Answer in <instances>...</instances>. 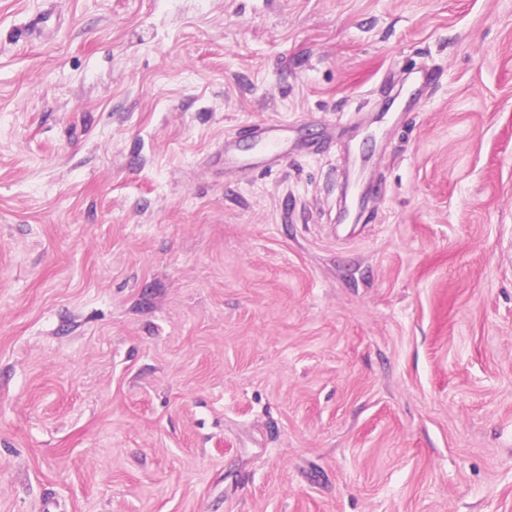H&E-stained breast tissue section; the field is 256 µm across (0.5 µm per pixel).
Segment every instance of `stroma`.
Listing matches in <instances>:
<instances>
[{
	"instance_id": "35a3bbf8",
	"label": "stroma",
	"mask_w": 512,
	"mask_h": 512,
	"mask_svg": "<svg viewBox=\"0 0 512 512\" xmlns=\"http://www.w3.org/2000/svg\"><path fill=\"white\" fill-rule=\"evenodd\" d=\"M0 512H512V0H0ZM287 124L283 122H270L261 127L241 128L236 132L224 136V167L238 168L237 147L239 139L244 135L253 136L263 143L268 160L273 161L279 148L287 135Z\"/></svg>"
}]
</instances>
